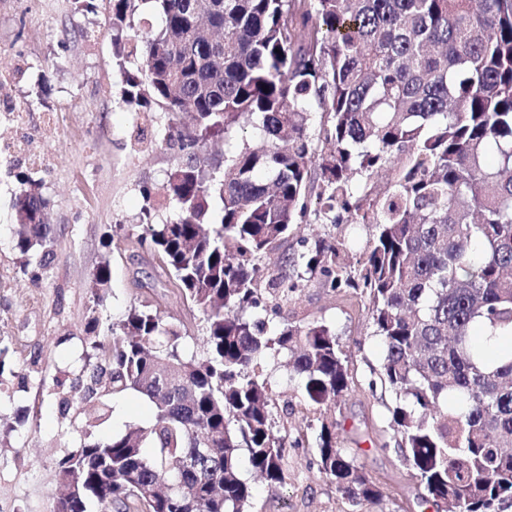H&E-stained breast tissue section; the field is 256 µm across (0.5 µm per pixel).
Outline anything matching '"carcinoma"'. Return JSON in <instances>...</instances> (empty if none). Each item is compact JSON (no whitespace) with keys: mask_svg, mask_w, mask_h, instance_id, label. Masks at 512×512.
<instances>
[{"mask_svg":"<svg viewBox=\"0 0 512 512\" xmlns=\"http://www.w3.org/2000/svg\"><path fill=\"white\" fill-rule=\"evenodd\" d=\"M104 2L125 100L155 108L181 152L165 202L128 236L158 253L172 287L205 315L207 352L186 355L180 326L148 305L109 336L88 322L100 361L86 364L60 411L88 433L110 418V399L134 391L154 414L60 463L58 477L77 485L60 512L92 502L102 512L138 502L148 512H249L243 464L270 486L285 481L287 439L258 365L288 356L321 407L337 406L350 384L329 326L273 322L300 266L334 292L367 295L383 345L367 386L395 395L379 448L395 442L420 503L511 509L512 0ZM315 112L328 116L316 134ZM248 127L260 148L208 162L211 147ZM19 183L14 247L23 270L45 269L55 242L47 201L36 181ZM311 214L375 226L357 273L346 243L323 239L285 257L265 294L261 257ZM110 281L109 264L97 267V301ZM480 335L510 347L489 362ZM336 427L321 420L320 473L354 505L381 501L336 446Z\"/></svg>","mask_w":512,"mask_h":512,"instance_id":"cac0c4a2","label":"carcinoma"}]
</instances>
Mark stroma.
I'll return each instance as SVG.
<instances>
[{
  "label": "stroma",
  "mask_w": 512,
  "mask_h": 512,
  "mask_svg": "<svg viewBox=\"0 0 512 512\" xmlns=\"http://www.w3.org/2000/svg\"><path fill=\"white\" fill-rule=\"evenodd\" d=\"M74 2L0 0V113L27 116L23 131L0 126V136H19L43 158L37 168L22 154H0V347L7 350L0 360V512H52L65 457L153 416L135 392L114 398L111 419L89 434L59 414V394L69 390L93 354L86 342L91 318L104 330L147 302L181 324L187 354L200 356L205 349L202 312L167 287L159 257L121 231L139 223L149 206L142 186L159 187L180 153L165 143L159 123L126 102L105 10L80 12ZM47 112L56 115L49 132L43 127ZM137 123L152 135L138 149L130 140ZM22 175L39 181L55 233L52 263L36 278L22 273L10 230ZM373 233L367 224H298L261 263L276 274L280 256L306 251L319 237L345 240L355 259ZM105 262L111 282L99 302L90 277ZM367 307L359 292L337 294L309 276L281 315L297 326L324 324L336 332L354 377L336 409L337 445L378 484L381 502L351 506L319 472L314 454L320 410L269 357L261 367L277 393L275 420L288 439L286 481L277 488L257 485L250 512H426L402 454L379 447L390 437L388 408L395 396L366 386L383 354Z\"/></svg>",
  "instance_id": "1"
}]
</instances>
